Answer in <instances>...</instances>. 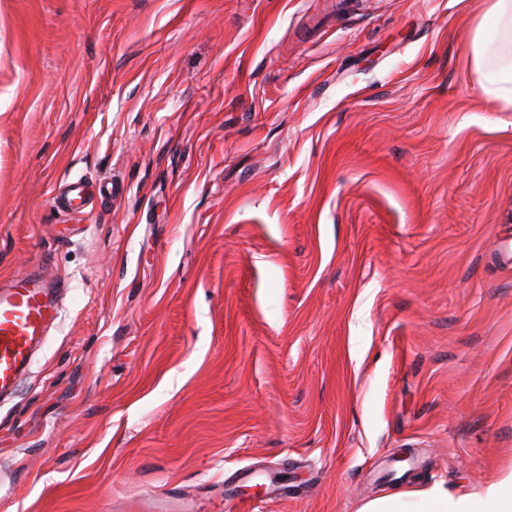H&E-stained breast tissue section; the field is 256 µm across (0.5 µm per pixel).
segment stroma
Listing matches in <instances>:
<instances>
[{
  "mask_svg": "<svg viewBox=\"0 0 512 512\" xmlns=\"http://www.w3.org/2000/svg\"><path fill=\"white\" fill-rule=\"evenodd\" d=\"M488 7L0 0V283L70 288L0 399V512H357L512 472Z\"/></svg>",
  "mask_w": 512,
  "mask_h": 512,
  "instance_id": "35a3bbf8",
  "label": "stroma"
}]
</instances>
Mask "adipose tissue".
Returning <instances> with one entry per match:
<instances>
[{"instance_id": "adipose-tissue-1", "label": "adipose tissue", "mask_w": 512, "mask_h": 512, "mask_svg": "<svg viewBox=\"0 0 512 512\" xmlns=\"http://www.w3.org/2000/svg\"><path fill=\"white\" fill-rule=\"evenodd\" d=\"M497 22L492 35L477 34L471 53L485 93L512 107V0H492ZM357 512H512V473L482 491L448 489L437 482L408 493L383 494L365 501Z\"/></svg>"}]
</instances>
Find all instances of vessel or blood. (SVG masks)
Wrapping results in <instances>:
<instances>
[{
    "label": "vessel or blood",
    "mask_w": 512,
    "mask_h": 512,
    "mask_svg": "<svg viewBox=\"0 0 512 512\" xmlns=\"http://www.w3.org/2000/svg\"><path fill=\"white\" fill-rule=\"evenodd\" d=\"M66 288L65 281L47 279L36 265L0 285V395L13 392L29 372Z\"/></svg>",
    "instance_id": "obj_1"
}]
</instances>
